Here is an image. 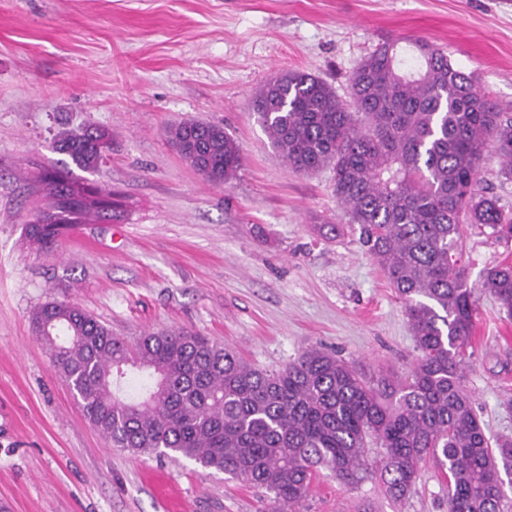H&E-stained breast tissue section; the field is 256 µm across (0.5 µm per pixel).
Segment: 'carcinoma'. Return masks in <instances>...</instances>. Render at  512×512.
I'll use <instances>...</instances> for the list:
<instances>
[{
	"label": "carcinoma",
	"instance_id": "obj_1",
	"mask_svg": "<svg viewBox=\"0 0 512 512\" xmlns=\"http://www.w3.org/2000/svg\"><path fill=\"white\" fill-rule=\"evenodd\" d=\"M400 43L384 41L358 64L348 103L316 75L285 72L261 88L254 109L291 171L332 172L337 203L404 305L412 369L368 380L312 347L268 370L195 332L129 343L71 303H46L34 330L112 447L188 459L263 489L268 512H297L322 469L349 486L377 479L400 502L431 460L448 480V512H502L512 438L487 437L466 389L475 300L459 227L512 240V214L476 191L490 152L512 179V117L440 47L408 41L418 53L412 66ZM166 135L215 186L242 166L239 143L219 124L180 122ZM111 146L112 133L91 126L56 140L84 172L98 170ZM51 174L57 182L25 229L39 250L74 224L107 217L71 171L48 170L40 181ZM483 288L512 316L511 262L487 269Z\"/></svg>",
	"mask_w": 512,
	"mask_h": 512
}]
</instances>
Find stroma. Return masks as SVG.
I'll use <instances>...</instances> for the list:
<instances>
[{
	"label": "stroma",
	"instance_id": "1",
	"mask_svg": "<svg viewBox=\"0 0 512 512\" xmlns=\"http://www.w3.org/2000/svg\"><path fill=\"white\" fill-rule=\"evenodd\" d=\"M393 38L439 45L512 113V0H0V512H162L142 484L167 471L187 512H266L262 490L224 474L112 447L84 416L31 327L39 306H78L130 340L184 329L279 368L316 346L370 374L409 371L402 303L364 253L332 173H295L273 153L252 102L271 77L305 71L347 97L357 65ZM181 120L222 124L240 144L237 178L213 186L170 145ZM84 125L112 133L89 182L125 213L77 224L50 250L27 216L39 174L69 164L55 141ZM341 224L323 238L319 224ZM476 286L466 387L488 437H512V318L482 290L512 241L461 227ZM424 463L409 497L378 480L347 487L328 470L303 512H447Z\"/></svg>",
	"mask_w": 512,
	"mask_h": 512
}]
</instances>
